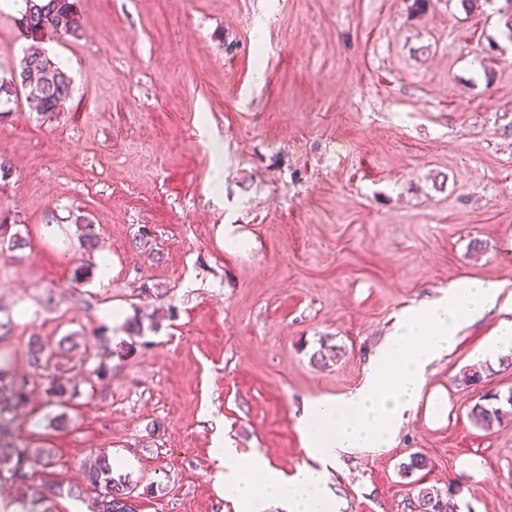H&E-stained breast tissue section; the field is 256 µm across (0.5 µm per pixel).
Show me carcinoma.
Here are the masks:
<instances>
[{
    "label": "carcinoma",
    "mask_w": 512,
    "mask_h": 512,
    "mask_svg": "<svg viewBox=\"0 0 512 512\" xmlns=\"http://www.w3.org/2000/svg\"><path fill=\"white\" fill-rule=\"evenodd\" d=\"M20 25L31 37L52 34L76 38L82 29L80 16L74 0H23ZM27 91V97L35 102L42 114L51 117L60 111L69 98L71 79L37 46H31L24 56L19 80H0V99L9 103L17 95V89ZM77 346L72 336L61 338L55 345L34 338L29 344L28 364L32 374L19 375L13 372L0 356V482H9L17 487V495L0 504V512H9L13 505L17 512H57V499L66 495L80 499L86 490L95 491L89 512H137L134 489L129 477L114 476L112 458L100 452L85 465V486L64 488L49 484L33 488L29 483L28 467L36 460L50 463L51 452L47 448H29L15 439L10 424L14 409L24 404L29 396L31 375H41L53 360L67 355ZM73 379L54 377L50 396L61 405L71 390ZM512 407V390L502 398L497 392L485 393L469 413L473 425L489 430L498 424L504 415L503 404ZM410 505L414 512H457L452 491L442 492L432 486L417 482Z\"/></svg>",
    "instance_id": "obj_1"
}]
</instances>
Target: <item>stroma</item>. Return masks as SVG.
Returning <instances> with one entry per match:
<instances>
[{
	"mask_svg": "<svg viewBox=\"0 0 512 512\" xmlns=\"http://www.w3.org/2000/svg\"><path fill=\"white\" fill-rule=\"evenodd\" d=\"M411 4L75 0L79 37L35 40L20 0H0V78L33 45L72 78L54 117L26 98L0 117V306L13 318L0 353L22 374L31 338L79 343L61 361L72 397L51 404L37 378L12 422L51 451L34 483L83 484L104 450L139 512H236L216 435L293 473L306 402L355 390L404 312L456 281L512 293V7ZM228 224L242 246L225 243ZM506 318L495 307L463 326L395 445L342 454L329 483L341 512H412L418 479L453 489L459 512H512V416L487 431L468 419L484 392L512 389V354L460 382ZM102 333L113 353L99 378ZM416 452L427 466L404 473Z\"/></svg>",
	"mask_w": 512,
	"mask_h": 512,
	"instance_id": "35a3bbf8",
	"label": "stroma"
}]
</instances>
